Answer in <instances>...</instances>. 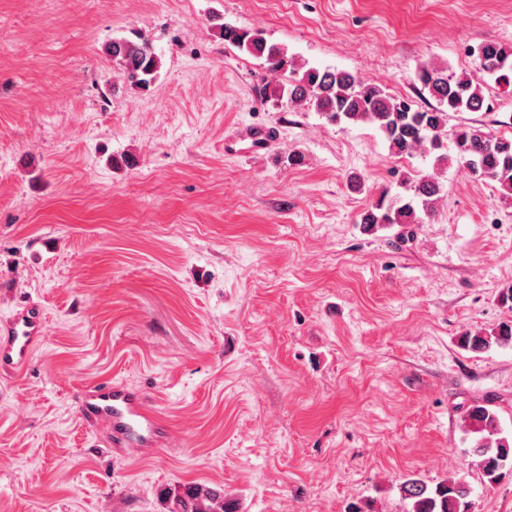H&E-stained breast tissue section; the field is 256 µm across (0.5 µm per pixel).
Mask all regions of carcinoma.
I'll use <instances>...</instances> for the list:
<instances>
[{"label":"carcinoma","mask_w":512,"mask_h":512,"mask_svg":"<svg viewBox=\"0 0 512 512\" xmlns=\"http://www.w3.org/2000/svg\"><path fill=\"white\" fill-rule=\"evenodd\" d=\"M224 41L240 52L262 59L273 72L289 73L288 82L276 84L269 98L302 105L317 112L331 124L341 122L374 125L390 151L396 156H411L424 150L437 152L434 166L455 159L471 175L481 181L497 183L503 198H512V139L492 137L474 126H448L452 112H480L488 109L483 90L484 79L512 82V47L488 39L475 49L474 71L450 73L446 68L424 66L417 73L422 90L435 101L424 108H415L407 100L385 92L378 86L364 84L346 70L320 69L297 64L287 52L270 44L262 31L231 25L221 27ZM106 52L121 66L131 86L146 90L157 79L162 58L151 43L139 38L112 41ZM451 141L454 155L444 151ZM396 185L403 193L383 191L362 215L367 231L390 224H421L430 216L439 199L441 187L432 174L412 180L405 175ZM512 344V321L501 323L485 333H466L459 345L471 352H487L492 347ZM466 432L473 436L472 452L477 466L489 486L499 483L504 470H512V439L502 435L498 414L487 405L476 404L465 416ZM405 512H469L472 488L463 478H449L430 485L409 476L399 484ZM200 487L176 495L168 512H232L224 502L208 494L198 495Z\"/></svg>","instance_id":"cac0c4a2"}]
</instances>
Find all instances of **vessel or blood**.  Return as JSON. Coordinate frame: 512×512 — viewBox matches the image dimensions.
Wrapping results in <instances>:
<instances>
[{
	"label": "vessel or blood",
	"instance_id": "b4317fda",
	"mask_svg": "<svg viewBox=\"0 0 512 512\" xmlns=\"http://www.w3.org/2000/svg\"><path fill=\"white\" fill-rule=\"evenodd\" d=\"M46 333L43 314L34 306L13 310L0 320V374L25 372ZM79 413L89 427L107 428V445L116 455L149 453L169 439L165 420L145 394L123 384L103 382L83 391Z\"/></svg>",
	"mask_w": 512,
	"mask_h": 512
}]
</instances>
